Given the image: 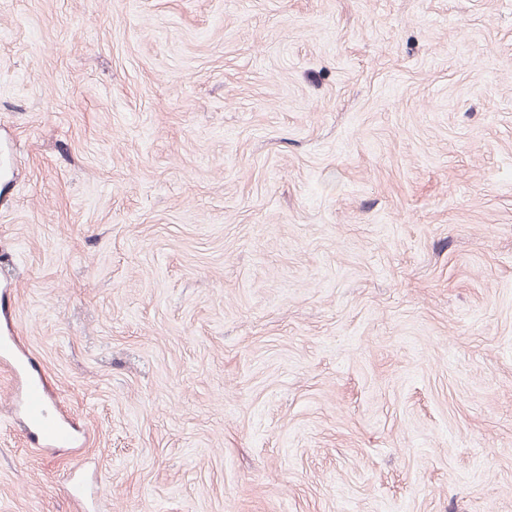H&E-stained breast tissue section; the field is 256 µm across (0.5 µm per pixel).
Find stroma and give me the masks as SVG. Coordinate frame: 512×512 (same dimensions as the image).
Masks as SVG:
<instances>
[{
	"instance_id": "35a3bbf8",
	"label": "stroma",
	"mask_w": 512,
	"mask_h": 512,
	"mask_svg": "<svg viewBox=\"0 0 512 512\" xmlns=\"http://www.w3.org/2000/svg\"><path fill=\"white\" fill-rule=\"evenodd\" d=\"M0 512H512V0H0ZM11 372L24 377L22 408L25 430L30 442L43 447H70L79 442L86 443L87 437L71 425L60 422L51 411V402L45 393L41 377L30 375L22 362L11 363Z\"/></svg>"
}]
</instances>
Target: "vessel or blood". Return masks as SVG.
<instances>
[{
    "mask_svg": "<svg viewBox=\"0 0 512 512\" xmlns=\"http://www.w3.org/2000/svg\"><path fill=\"white\" fill-rule=\"evenodd\" d=\"M15 337L0 339V360L10 362L14 375L23 377L22 408L25 430L30 442L38 447H70L86 442L87 437L73 426L60 422L51 411L42 378L28 374L23 363L12 361Z\"/></svg>",
    "mask_w": 512,
    "mask_h": 512,
    "instance_id": "b4317fda",
    "label": "vessel or blood"
}]
</instances>
